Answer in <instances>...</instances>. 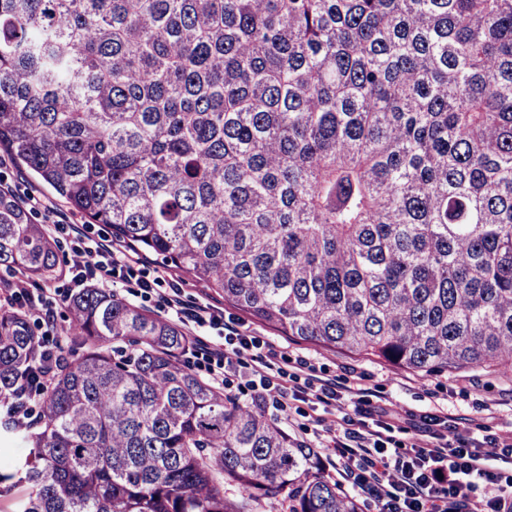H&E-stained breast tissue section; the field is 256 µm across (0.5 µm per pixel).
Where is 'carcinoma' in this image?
I'll list each match as a JSON object with an SVG mask.
<instances>
[{
  "label": "carcinoma",
  "instance_id": "carcinoma-1",
  "mask_svg": "<svg viewBox=\"0 0 512 512\" xmlns=\"http://www.w3.org/2000/svg\"><path fill=\"white\" fill-rule=\"evenodd\" d=\"M0 150L87 224L283 336L430 376H512V0H0ZM0 265L58 245L0 190ZM70 348L0 307L32 391L17 512H359L317 450L183 365L105 288ZM234 487L231 497L226 487Z\"/></svg>",
  "mask_w": 512,
  "mask_h": 512
}]
</instances>
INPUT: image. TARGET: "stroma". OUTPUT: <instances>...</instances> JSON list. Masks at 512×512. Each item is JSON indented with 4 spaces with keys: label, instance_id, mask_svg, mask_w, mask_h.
Segmentation results:
<instances>
[{
    "label": "stroma",
    "instance_id": "1",
    "mask_svg": "<svg viewBox=\"0 0 512 512\" xmlns=\"http://www.w3.org/2000/svg\"><path fill=\"white\" fill-rule=\"evenodd\" d=\"M0 189L18 197L30 210L32 220L45 227L59 246L60 261L70 259L74 250L82 249L108 238L109 230L102 224L84 223L80 216L53 190L25 167L12 159L0 163ZM159 260L149 258L133 266L124 280L114 288L117 296L152 314L171 318L166 305L171 290L168 280L156 277ZM149 280L150 289H142L140 281ZM187 308L208 305L218 309L216 322H186L187 334H204L217 344H224L225 330L232 327L251 336L257 353L274 354L278 380L286 387L303 385L308 371H316L324 379L338 380L347 370H354L357 380L370 389L374 402L392 406L400 419L394 424L392 436L401 450H409L413 441V424L421 415L442 411L456 418L469 419L481 434L507 436L512 434V382L481 370L464 374L424 377L388 363L353 357L325 350L314 343L297 341L279 335L270 327L256 322L239 310L225 304L223 298L199 284L182 288ZM268 419L277 422L288 434L318 448L328 474H335L336 457L322 449L317 418L332 424L337 420L334 408H323L308 402L289 400L286 407L268 406Z\"/></svg>",
    "mask_w": 512,
    "mask_h": 512
}]
</instances>
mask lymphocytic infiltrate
I'll list each match as a JSON object with an SVG mask.
<instances>
[{"label": "lymphocytic infiltrate", "instance_id": "1", "mask_svg": "<svg viewBox=\"0 0 512 512\" xmlns=\"http://www.w3.org/2000/svg\"><path fill=\"white\" fill-rule=\"evenodd\" d=\"M137 258L124 245L103 241L76 251L69 268L74 280L91 277L108 288ZM257 408L287 398L336 407L341 423L326 428L327 448L336 454L340 477L374 497L380 512H512V491L501 470L512 465L511 437H475L456 418L440 412L421 416L410 451L394 449L390 431L395 410L375 406L362 386L338 391L335 382L309 376L287 390L277 382L271 361L255 360ZM490 493L476 498L477 485Z\"/></svg>", "mask_w": 512, "mask_h": 512}]
</instances>
